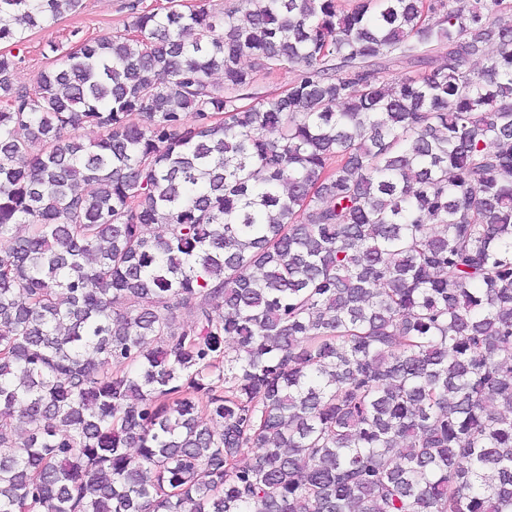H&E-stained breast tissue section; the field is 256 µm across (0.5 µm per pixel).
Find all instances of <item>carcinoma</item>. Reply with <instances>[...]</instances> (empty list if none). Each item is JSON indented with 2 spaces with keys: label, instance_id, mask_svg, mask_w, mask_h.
<instances>
[{
  "label": "carcinoma",
  "instance_id": "carcinoma-1",
  "mask_svg": "<svg viewBox=\"0 0 512 512\" xmlns=\"http://www.w3.org/2000/svg\"><path fill=\"white\" fill-rule=\"evenodd\" d=\"M128 9L0 52V512H512V0ZM130 0H82L76 12L65 14L59 21L44 29H33L26 33V47L20 51L25 61L15 71L13 82L17 87H30L34 84L38 74L47 65L48 60L42 52H48L50 42L68 43L70 32L79 30V36L102 37L110 36L113 32L124 29L130 22L129 11L126 4ZM296 77L297 73L289 70H275L271 74H266L265 71L258 72L254 92H257L258 96H271V93L284 90Z\"/></svg>",
  "mask_w": 512,
  "mask_h": 512
}]
</instances>
